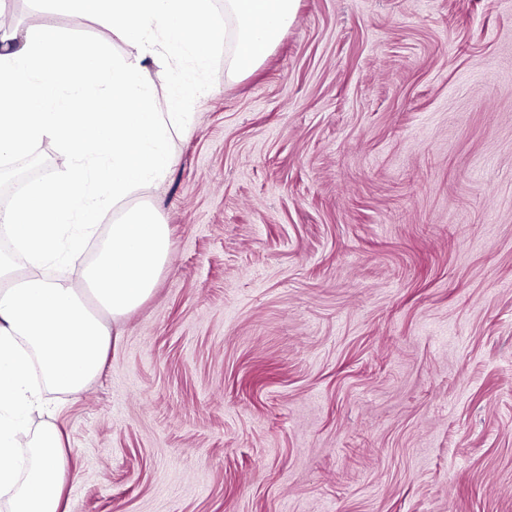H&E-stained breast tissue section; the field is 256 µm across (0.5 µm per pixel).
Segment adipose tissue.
I'll list each match as a JSON object with an SVG mask.
<instances>
[{"label":"adipose tissue","mask_w":512,"mask_h":512,"mask_svg":"<svg viewBox=\"0 0 512 512\" xmlns=\"http://www.w3.org/2000/svg\"><path fill=\"white\" fill-rule=\"evenodd\" d=\"M111 24L127 47L108 60L101 45L66 53L65 33L35 20L15 31L0 27V155L18 156L51 140L63 159L61 177L28 187L6 210L9 233L28 270L14 276L0 261V458L32 448L29 462L0 469L9 512H61L69 450L53 425L29 436L25 415L38 401L33 384L77 393L97 374L111 335L102 320H120L152 294L166 262L169 232L149 207L125 209L87 270L85 283L52 282L39 274L58 256L78 257L107 207H123L149 187L172 158L167 143L184 131L180 107L188 90L204 85L150 70L145 60L165 56L204 67L222 43L231 44L230 70L251 75L293 21L297 0H224L216 24L208 0H51ZM167 80V111L154 104L156 81ZM24 102L23 110L12 100Z\"/></svg>","instance_id":"1"}]
</instances>
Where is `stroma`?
<instances>
[{"label": "stroma", "instance_id": "1", "mask_svg": "<svg viewBox=\"0 0 512 512\" xmlns=\"http://www.w3.org/2000/svg\"><path fill=\"white\" fill-rule=\"evenodd\" d=\"M73 51L101 21L0 0ZM175 74L152 295L30 431L66 512H512V0H299L261 67ZM54 142L0 163L56 174Z\"/></svg>", "mask_w": 512, "mask_h": 512}]
</instances>
